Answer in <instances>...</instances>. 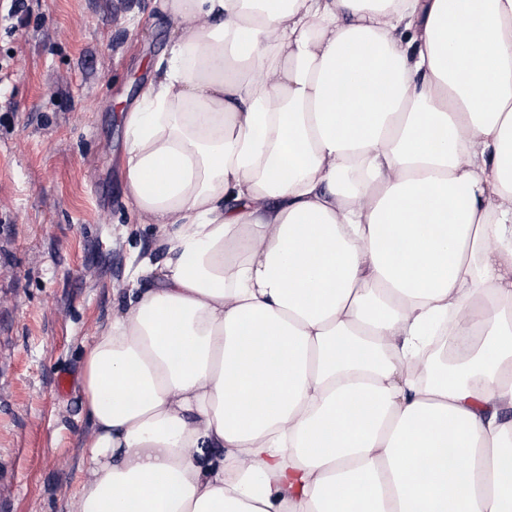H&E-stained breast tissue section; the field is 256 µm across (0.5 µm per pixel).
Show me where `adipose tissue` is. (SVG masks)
Segmentation results:
<instances>
[{
	"label": "adipose tissue",
	"mask_w": 512,
	"mask_h": 512,
	"mask_svg": "<svg viewBox=\"0 0 512 512\" xmlns=\"http://www.w3.org/2000/svg\"><path fill=\"white\" fill-rule=\"evenodd\" d=\"M161 7L76 512H512V0Z\"/></svg>",
	"instance_id": "obj_1"
}]
</instances>
